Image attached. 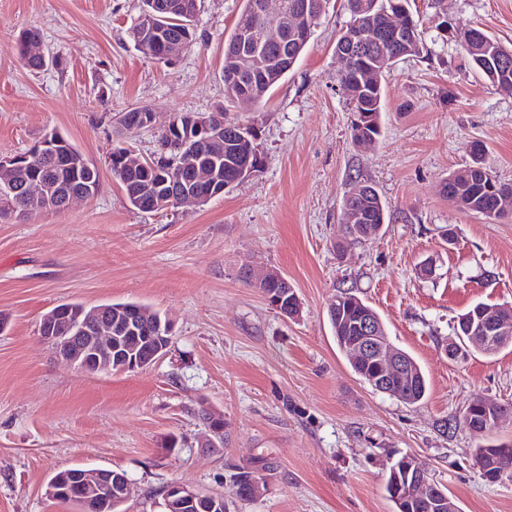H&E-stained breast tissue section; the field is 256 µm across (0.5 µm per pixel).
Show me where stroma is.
Listing matches in <instances>:
<instances>
[{"label":"stroma","mask_w":512,"mask_h":512,"mask_svg":"<svg viewBox=\"0 0 512 512\" xmlns=\"http://www.w3.org/2000/svg\"><path fill=\"white\" fill-rule=\"evenodd\" d=\"M244 0H201L196 43L170 63L129 37L142 0H0V155L55 131L100 173V190L64 211L0 219V512H82L46 494L59 470L125 471L127 512H158L173 482L224 495L231 512H395L391 464L416 457L459 512H512V477L488 481L477 443L512 439V415L473 437L462 413L480 397L512 407V346L448 355L469 307L512 304V219L454 207L449 174L484 146L512 182V93L469 66L442 24L479 27L512 49V0H410L420 55L382 81L381 134L351 137L336 41L349 15L329 0L307 47L262 103L226 104L224 42ZM40 34L49 64L24 68L15 46ZM146 106L158 124L225 107L254 127L259 172L200 206L132 207L108 166L116 148L153 157L157 131L119 117ZM375 186L389 220L345 239L343 204L355 181ZM273 269L301 303L286 319L248 272ZM345 291L379 314L390 341L427 382L408 404L374 390L338 348L327 307ZM63 302H136L173 326L166 354L136 372L78 371L37 333ZM224 441L202 444V409ZM260 496L236 497L240 468Z\"/></svg>","instance_id":"obj_1"}]
</instances>
